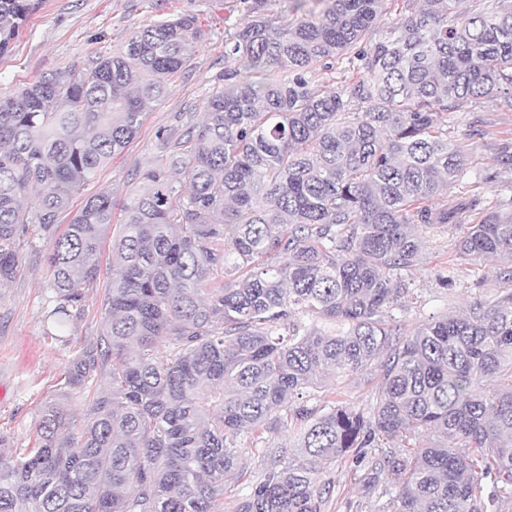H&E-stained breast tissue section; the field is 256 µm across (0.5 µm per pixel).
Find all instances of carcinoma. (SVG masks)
<instances>
[{"label":"carcinoma","mask_w":512,"mask_h":512,"mask_svg":"<svg viewBox=\"0 0 512 512\" xmlns=\"http://www.w3.org/2000/svg\"><path fill=\"white\" fill-rule=\"evenodd\" d=\"M266 2L243 0L224 84L161 138L165 162L124 208L103 330L67 367V387L92 391L77 432L50 404L37 447L0 451V512H224V479L244 474L237 439L280 409L298 424L293 453H268L233 512H325L323 465L392 440L372 463L382 512H512V290L411 335L387 320L409 296L394 275L423 263L420 228L464 227L457 262L512 261V210L448 199L465 164L448 113L491 93L512 106V0H312L289 22ZM30 11L0 0V55ZM196 33L192 15L160 19L0 100V289L34 230L51 245L31 249L52 270L49 336L83 315L112 196L62 232L58 217L166 96ZM340 61L348 81L318 88ZM219 270L229 280L209 287ZM375 369L367 415L326 383Z\"/></svg>","instance_id":"obj_1"}]
</instances>
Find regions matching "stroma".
Instances as JSON below:
<instances>
[{
    "mask_svg": "<svg viewBox=\"0 0 512 512\" xmlns=\"http://www.w3.org/2000/svg\"><path fill=\"white\" fill-rule=\"evenodd\" d=\"M32 13L10 52L0 56V98L42 75L81 68L89 56H109L122 50L135 31L155 21L181 14L195 16L201 35L169 93L151 106L136 136L124 151L71 202L58 218L68 224L74 210L102 191L112 195V223L104 237L100 256L101 279L86 288L84 313L71 331L69 342L46 336L42 315L51 292L45 264L25 257L22 270L11 286L0 290V436L13 450L36 447L38 425L44 408L65 405L74 418H81L90 392L65 384L67 363L77 350L94 343L103 328L105 280L109 276L112 236L124 218L123 203L142 184L144 172L159 164V135L172 133L184 112H203L204 98L221 85L224 75V19H239L231 11L232 0H31ZM482 121L491 138L476 139L468 132ZM448 138L465 157L463 177L449 189V197L477 194L492 204L512 201V171L496 170L495 148L500 140H512V108L486 96L464 111L452 113ZM451 234L426 232L422 246L428 260L422 267L403 272L416 298L393 309L394 320L412 332L431 317L468 313L473 304L497 297L504 283L498 276L499 261L455 263L451 260ZM344 403L360 412H370L381 386V376L372 372L339 383L328 378ZM292 434L287 425L265 431L261 441L239 438L248 475L227 478L225 505L244 495L250 478L263 467L267 449L287 454ZM366 466L352 458L336 461L329 468L333 492L328 512H378L380 494L366 493Z\"/></svg>",
    "mask_w": 512,
    "mask_h": 512,
    "instance_id": "obj_1",
    "label": "stroma"
}]
</instances>
